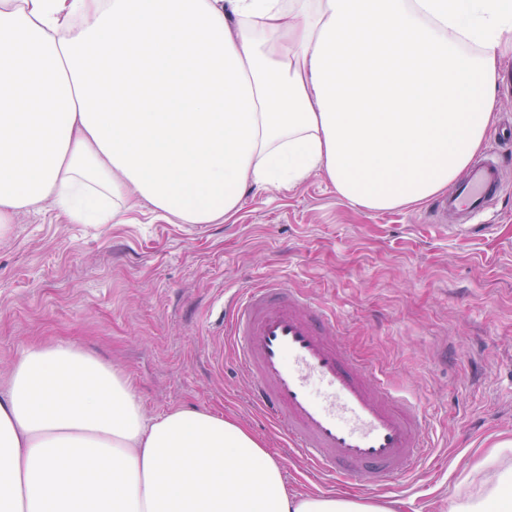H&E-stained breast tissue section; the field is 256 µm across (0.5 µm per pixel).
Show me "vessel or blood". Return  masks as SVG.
<instances>
[{
  "label": "vessel or blood",
  "mask_w": 512,
  "mask_h": 512,
  "mask_svg": "<svg viewBox=\"0 0 512 512\" xmlns=\"http://www.w3.org/2000/svg\"><path fill=\"white\" fill-rule=\"evenodd\" d=\"M502 184L494 155L477 160L441 204L457 231L478 233ZM225 337L252 402L321 473L375 490L432 453L422 409L347 350L332 310L272 279L241 286L224 305Z\"/></svg>",
  "instance_id": "b4317fda"
}]
</instances>
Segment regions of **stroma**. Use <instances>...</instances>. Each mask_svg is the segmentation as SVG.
Wrapping results in <instances>:
<instances>
[{
  "mask_svg": "<svg viewBox=\"0 0 512 512\" xmlns=\"http://www.w3.org/2000/svg\"><path fill=\"white\" fill-rule=\"evenodd\" d=\"M503 180L493 222L470 237L428 224L424 205L359 210L316 174L247 192L222 224L19 213L0 236V385L32 343H71L128 375L148 416H230L275 453L289 489L360 494L356 481L309 474L232 369L225 291L279 276L335 309L348 349L426 410L433 460L380 495L404 512H448L477 493L474 464L512 438V161Z\"/></svg>",
  "mask_w": 512,
  "mask_h": 512,
  "instance_id": "obj_1",
  "label": "stroma"
}]
</instances>
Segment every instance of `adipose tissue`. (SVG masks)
<instances>
[{"mask_svg":"<svg viewBox=\"0 0 512 512\" xmlns=\"http://www.w3.org/2000/svg\"><path fill=\"white\" fill-rule=\"evenodd\" d=\"M512 0H0V232L52 201L231 219L320 173L363 210L445 194L496 122ZM451 512H512V464ZM0 512H399L288 491L234 418L147 416L130 378L34 345L0 392Z\"/></svg>","mask_w":512,"mask_h":512,"instance_id":"1","label":"adipose tissue"}]
</instances>
